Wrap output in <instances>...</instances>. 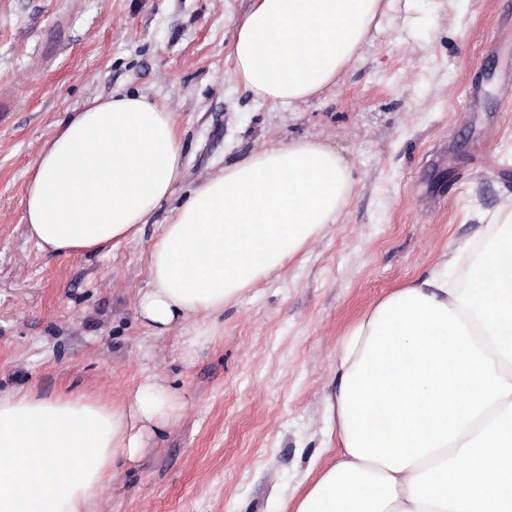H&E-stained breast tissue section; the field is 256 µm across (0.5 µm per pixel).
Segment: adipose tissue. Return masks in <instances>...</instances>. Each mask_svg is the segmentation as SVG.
<instances>
[{
    "label": "adipose tissue",
    "instance_id": "1",
    "mask_svg": "<svg viewBox=\"0 0 512 512\" xmlns=\"http://www.w3.org/2000/svg\"><path fill=\"white\" fill-rule=\"evenodd\" d=\"M383 0H253L231 46L235 79L297 105L336 87ZM182 174L180 131L144 95L93 100L62 123L28 178V234L47 254L137 237ZM347 167L300 140L225 166L172 207L137 312L164 333L206 318L338 223ZM327 402L337 454L287 512H512V207L468 286L447 262L382 297L354 325ZM150 377L135 394H0V512H92L120 463L174 418Z\"/></svg>",
    "mask_w": 512,
    "mask_h": 512
}]
</instances>
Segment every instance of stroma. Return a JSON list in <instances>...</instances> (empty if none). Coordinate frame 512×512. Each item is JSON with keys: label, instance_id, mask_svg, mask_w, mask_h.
<instances>
[{"label": "stroma", "instance_id": "1", "mask_svg": "<svg viewBox=\"0 0 512 512\" xmlns=\"http://www.w3.org/2000/svg\"><path fill=\"white\" fill-rule=\"evenodd\" d=\"M252 2L0 0V392L119 400L155 376L182 401L93 512H282L332 457L327 398L350 329L512 204V0H394L338 86L289 108L233 76ZM115 93L175 115L168 206L255 151L314 140L349 169L338 223L223 312L156 333L136 303L158 224L67 255L24 224L39 148Z\"/></svg>", "mask_w": 512, "mask_h": 512}]
</instances>
